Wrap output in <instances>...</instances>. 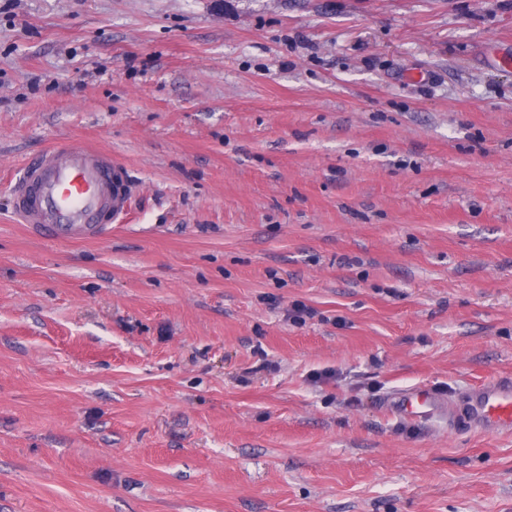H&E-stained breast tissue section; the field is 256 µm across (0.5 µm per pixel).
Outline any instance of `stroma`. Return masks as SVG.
<instances>
[{
	"mask_svg": "<svg viewBox=\"0 0 512 512\" xmlns=\"http://www.w3.org/2000/svg\"><path fill=\"white\" fill-rule=\"evenodd\" d=\"M511 52L512 0H0V512H512V432L390 403L512 376ZM63 139L105 237L15 221ZM129 201L126 174L110 152L60 143L25 165L14 211L35 235L74 242L108 234Z\"/></svg>",
	"mask_w": 512,
	"mask_h": 512,
	"instance_id": "1",
	"label": "stroma"
}]
</instances>
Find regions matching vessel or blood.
Returning <instances> with one entry per match:
<instances>
[{"label": "vessel or blood", "mask_w": 512, "mask_h": 512, "mask_svg": "<svg viewBox=\"0 0 512 512\" xmlns=\"http://www.w3.org/2000/svg\"><path fill=\"white\" fill-rule=\"evenodd\" d=\"M130 186L110 152L83 144L51 145L29 161L17 182L14 211L20 222L42 238L74 242L108 234L126 214ZM409 419H422L447 408L452 423L512 430V378L487 380L443 402L423 387L402 394L394 403Z\"/></svg>", "instance_id": "b4317fda"}]
</instances>
